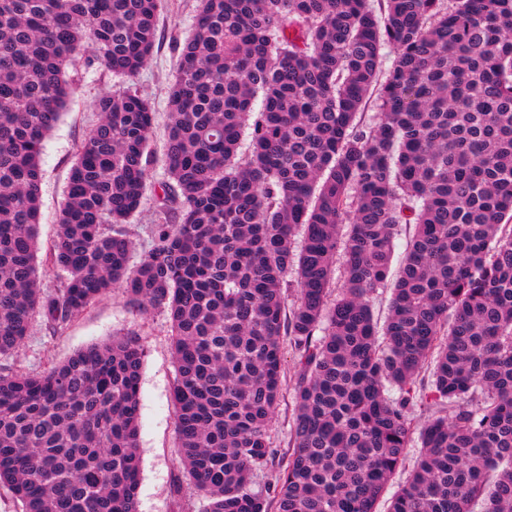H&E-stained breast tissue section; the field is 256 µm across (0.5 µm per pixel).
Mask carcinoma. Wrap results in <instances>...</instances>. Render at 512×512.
Returning a JSON list of instances; mask_svg holds the SVG:
<instances>
[{
	"label": "carcinoma",
	"instance_id": "obj_1",
	"mask_svg": "<svg viewBox=\"0 0 512 512\" xmlns=\"http://www.w3.org/2000/svg\"><path fill=\"white\" fill-rule=\"evenodd\" d=\"M159 10L0 0V357L33 316L62 328L121 288L168 311L203 512H377L411 448L390 512H512V0H200L162 177L152 103L100 97L45 253L65 278L45 294L42 154L66 69L89 52L134 77ZM151 191L162 205L137 257L126 225ZM285 340L295 414L278 461ZM143 361L114 339L0 374V484L23 512H138Z\"/></svg>",
	"mask_w": 512,
	"mask_h": 512
}]
</instances>
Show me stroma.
Here are the masks:
<instances>
[{"instance_id": "stroma-1", "label": "stroma", "mask_w": 512, "mask_h": 512, "mask_svg": "<svg viewBox=\"0 0 512 512\" xmlns=\"http://www.w3.org/2000/svg\"><path fill=\"white\" fill-rule=\"evenodd\" d=\"M197 5V0H164L154 52L132 80L123 81L97 65H84L74 72L75 90L47 139L42 156V242H49L55 235L76 148L99 120L95 102L100 96L130 86L149 98L156 110L153 144L155 149H162L168 92L175 76L176 44L185 40ZM123 337L137 339L145 351L140 379L138 510L202 512L205 501L188 480L178 448L171 397L176 368L165 309H140L129 301L123 289L115 288L62 329L52 330L41 318H34L18 352L0 359V371L38 374L80 349ZM282 394L269 427V439L272 447L284 454L288 451L294 407V360L289 351L284 354Z\"/></svg>"}]
</instances>
